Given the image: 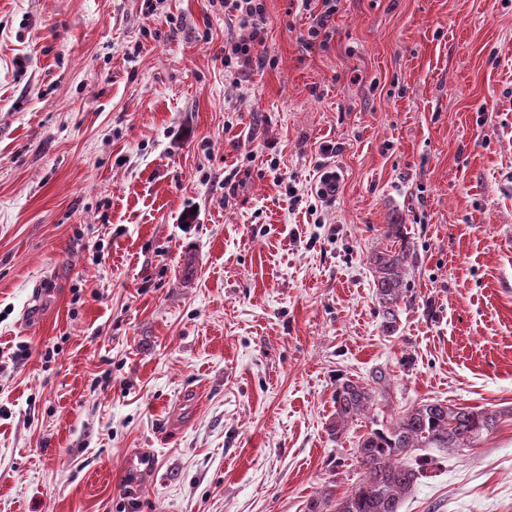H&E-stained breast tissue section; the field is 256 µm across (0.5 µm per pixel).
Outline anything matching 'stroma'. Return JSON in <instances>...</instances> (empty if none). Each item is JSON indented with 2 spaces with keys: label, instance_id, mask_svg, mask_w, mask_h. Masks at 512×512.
Here are the masks:
<instances>
[{
  "label": "stroma",
  "instance_id": "stroma-1",
  "mask_svg": "<svg viewBox=\"0 0 512 512\" xmlns=\"http://www.w3.org/2000/svg\"><path fill=\"white\" fill-rule=\"evenodd\" d=\"M264 6L234 75L210 0H0V512H305L426 399L505 416L419 449L402 512H512V0H339L325 45ZM377 367L335 436L338 379ZM404 225L389 224L384 236L392 244L374 251L368 258L372 270L375 299L387 330L397 321L399 303L408 291V276L414 262V253L403 232ZM390 385V373L380 367L375 368L364 380H340L334 394L335 417L330 427L332 432L339 437L354 421L371 413L379 398H385Z\"/></svg>",
  "mask_w": 512,
  "mask_h": 512
}]
</instances>
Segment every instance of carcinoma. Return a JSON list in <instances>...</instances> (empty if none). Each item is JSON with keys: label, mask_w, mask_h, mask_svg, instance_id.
<instances>
[{"label": "carcinoma", "mask_w": 512, "mask_h": 512, "mask_svg": "<svg viewBox=\"0 0 512 512\" xmlns=\"http://www.w3.org/2000/svg\"><path fill=\"white\" fill-rule=\"evenodd\" d=\"M403 228L402 224L386 225L384 236L391 245L369 256L375 299L388 330L396 324L414 262ZM390 385V373L380 367L364 380H340L334 394L332 432L339 437L354 421L371 413ZM502 418L498 410L422 401L392 417L383 428L362 435L356 462L363 475L355 488L338 500L327 489L308 503L307 512H401L407 495L427 476L419 462H409L415 450L469 448L494 431Z\"/></svg>", "instance_id": "cac0c4a2"}]
</instances>
